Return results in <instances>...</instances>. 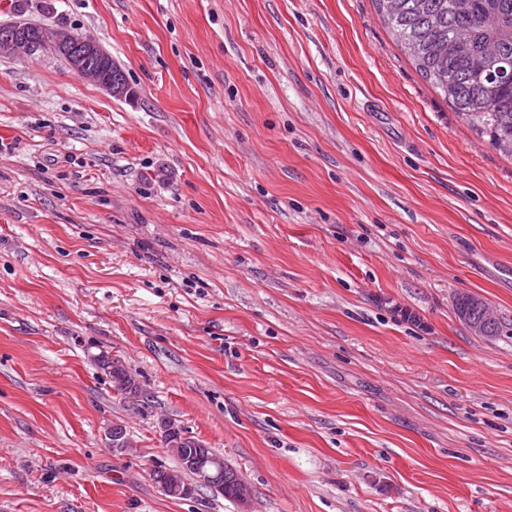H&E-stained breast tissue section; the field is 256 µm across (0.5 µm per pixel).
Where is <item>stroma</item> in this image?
I'll return each mask as SVG.
<instances>
[{"instance_id": "1", "label": "stroma", "mask_w": 512, "mask_h": 512, "mask_svg": "<svg viewBox=\"0 0 512 512\" xmlns=\"http://www.w3.org/2000/svg\"><path fill=\"white\" fill-rule=\"evenodd\" d=\"M20 20L134 95L0 57V512H512V160L373 0H0ZM165 420L247 502L167 495ZM487 306L488 305L481 300L475 299L472 296H465L457 302L455 309L460 320L466 324L468 322H473L471 329L474 334H482V325L480 323H474L482 321L484 326V336H498L501 330V322L496 316H494L492 320H484V311ZM97 361L107 370L112 379V387L125 399H135L139 397V387L132 379L128 371L119 364L118 361L112 360L109 356L101 355Z\"/></svg>"}]
</instances>
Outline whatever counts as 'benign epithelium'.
I'll use <instances>...</instances> for the list:
<instances>
[{"instance_id": "benign-epithelium-1", "label": "benign epithelium", "mask_w": 512, "mask_h": 512, "mask_svg": "<svg viewBox=\"0 0 512 512\" xmlns=\"http://www.w3.org/2000/svg\"><path fill=\"white\" fill-rule=\"evenodd\" d=\"M47 48L70 54L71 68L79 78L94 83L111 95L115 93L112 71L105 63L110 54L96 39L61 31L49 36L43 33L38 37H31L26 23H16L12 31L0 32V56H10L18 52L32 55Z\"/></svg>"}]
</instances>
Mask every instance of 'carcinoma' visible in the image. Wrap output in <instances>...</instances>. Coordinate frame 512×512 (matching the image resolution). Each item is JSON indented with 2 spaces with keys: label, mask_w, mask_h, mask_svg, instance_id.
Segmentation results:
<instances>
[{
  "label": "carcinoma",
  "mask_w": 512,
  "mask_h": 512,
  "mask_svg": "<svg viewBox=\"0 0 512 512\" xmlns=\"http://www.w3.org/2000/svg\"><path fill=\"white\" fill-rule=\"evenodd\" d=\"M384 25L470 130L499 154L512 159V0H374ZM487 304L471 296L455 306L460 320L483 322L484 335L497 336L498 318L484 320ZM112 387L126 399L139 387L119 362L100 356ZM176 457L196 454L221 485L226 498L246 490L235 472L199 440L172 433L163 438Z\"/></svg>",
  "instance_id": "obj_1"
}]
</instances>
